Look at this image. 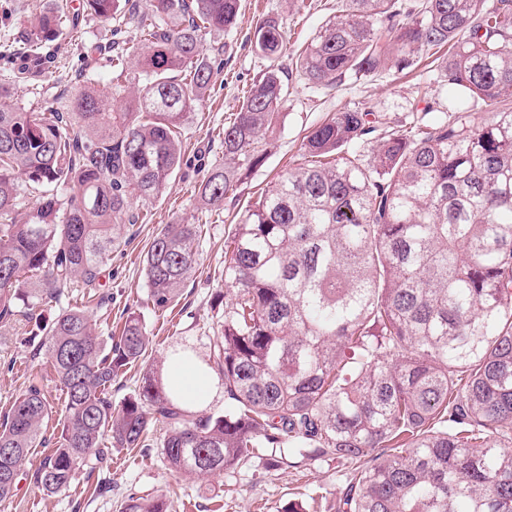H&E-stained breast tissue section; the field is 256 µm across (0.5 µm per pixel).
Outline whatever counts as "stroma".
Instances as JSON below:
<instances>
[{"label": "stroma", "instance_id": "35a3bbf8", "mask_svg": "<svg viewBox=\"0 0 512 512\" xmlns=\"http://www.w3.org/2000/svg\"><path fill=\"white\" fill-rule=\"evenodd\" d=\"M54 5L55 0H0V83L10 82L17 73V54L28 37L27 17ZM336 7L337 0H241L234 27L206 35V47H224V68L204 106L185 126L180 170L161 194L140 202L148 219L126 228V243L113 252L95 295L74 283L60 302L49 303L51 314L67 306L88 308L97 333L105 338L120 336L128 312L143 317L150 338L148 350L113 381V402L131 395L144 371L165 360L176 342L189 341L200 354L208 353L209 339L221 318L217 296L228 289L224 240L273 178L299 163L303 138L311 128L344 106L372 108L392 126L410 125L426 114L434 119L447 115L448 90L438 72L423 63L408 73L348 79L332 90L314 86L293 72V54L335 14ZM266 16L279 18L285 26L286 46L278 64L288 75V100L280 122L266 137L263 165L239 185L234 199L221 208H209L203 205L198 187L212 166L223 163L224 124L268 65L250 46L257 22ZM111 40L109 27L86 14L80 17L78 30L60 28L47 45L56 58L54 72L20 80L18 101L34 108L50 105L82 74L95 81H111L112 56L107 51ZM175 222L202 225L203 232L195 271L184 283L178 302L161 313L154 311L148 299L143 257L153 237ZM31 316V311L21 310L0 328V414L29 385L39 386L51 404L44 433L51 440L61 431L66 402L41 338L31 334ZM46 453L43 447L33 449L14 495L0 501V512H124L122 505L131 495L166 500L170 512H282L288 501L297 499L308 512H336V494L349 475L347 466L331 461L306 460L270 470L262 448L246 466L183 480L167 469L159 448L152 445L113 451L111 462L98 477L79 474L67 491L48 494L31 479ZM101 478L112 484L111 494L104 497L93 492Z\"/></svg>", "mask_w": 512, "mask_h": 512}]
</instances>
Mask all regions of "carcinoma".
Wrapping results in <instances>:
<instances>
[{
	"label": "carcinoma",
	"instance_id": "carcinoma-1",
	"mask_svg": "<svg viewBox=\"0 0 512 512\" xmlns=\"http://www.w3.org/2000/svg\"><path fill=\"white\" fill-rule=\"evenodd\" d=\"M240 0H83L112 25V68L126 72L124 36L139 37L142 81L126 89L74 84L50 112L15 103L0 84V322L57 298L74 280L94 288L133 204L180 169L181 131L210 89L203 35L233 27ZM64 7L29 21L39 67ZM282 23L263 19L252 47L274 61ZM435 56L453 117L385 130L376 112L338 110L304 137V162L280 175L224 240V318L200 355H170L219 375L224 411L177 404L164 365L112 404L110 389L146 353L141 315L108 343L73 307L32 330L45 337L66 415L33 472L67 490L114 448H145L150 426L169 471L196 478L235 469L269 448L352 465L337 512H512V0H340L336 16L295 57L309 83L412 67ZM269 66L224 124V165L201 201L224 206L265 159L262 137L287 101ZM481 107L470 112V107ZM39 191L14 217L23 184ZM73 191L66 200L58 190ZM200 227L167 224L144 271L157 310L177 301L196 263ZM50 404L29 386L0 417V500L13 496L31 450L46 443ZM130 497L125 512H168Z\"/></svg>",
	"mask_w": 512,
	"mask_h": 512
}]
</instances>
